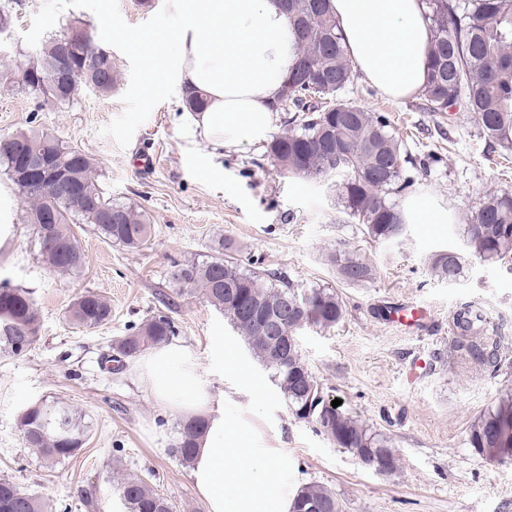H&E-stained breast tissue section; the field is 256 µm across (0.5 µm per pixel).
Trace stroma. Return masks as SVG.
Wrapping results in <instances>:
<instances>
[{
  "label": "stroma",
  "mask_w": 512,
  "mask_h": 512,
  "mask_svg": "<svg viewBox=\"0 0 512 512\" xmlns=\"http://www.w3.org/2000/svg\"><path fill=\"white\" fill-rule=\"evenodd\" d=\"M9 16L0 32V64L25 62L59 23L94 25L111 53L118 81L111 93L85 87L66 104L0 90V137L31 128L56 135L90 155L112 199L147 212L148 247L109 242L88 224L74 232L87 257L81 277L58 276L42 263L24 204L0 174V281L30 289L38 339L18 356L0 354V478L50 500L53 512H126L120 475L146 479L176 512H206L190 465L173 452L182 419L153 398L137 360L111 372L103 363L113 341L149 316L166 313L174 343L197 365L201 385L224 399V415L255 448L280 452L284 491L310 483L331 488L343 512H512V460L487 463L468 444L469 426L512 387V377L461 357L449 322L463 304L482 306L489 333L512 337V259L467 255L468 217L485 192L512 190V151L488 142L464 107L426 111L421 97L396 101L353 77L349 97L386 113L419 166L410 195L428 200L448 224H411L396 243L363 234L345 212L335 177L303 178L273 163L266 143L212 151L185 121L172 63L150 78L148 40L180 28L184 16L168 0H0ZM233 242L244 265L276 272L304 287L335 289L342 321L327 331H302V356L329 398L393 437L399 470L382 476L312 424L297 420L245 339L201 292L179 293L168 271L175 260H203L219 240ZM465 253L458 280L433 278L431 256ZM357 253L376 268L373 281H339L331 255ZM104 295L112 317L94 329L69 324L81 292ZM410 305L430 313L424 330L405 331L385 318ZM414 383H406L408 370ZM265 392L256 401L252 385ZM69 402L87 426L73 459L52 465L27 448L19 417L34 403Z\"/></svg>",
  "instance_id": "35a3bbf8"
}]
</instances>
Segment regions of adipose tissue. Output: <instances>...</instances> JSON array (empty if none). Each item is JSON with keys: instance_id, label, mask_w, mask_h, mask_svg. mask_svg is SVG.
I'll return each mask as SVG.
<instances>
[{"instance_id": "ef3b65f1", "label": "adipose tissue", "mask_w": 512, "mask_h": 512, "mask_svg": "<svg viewBox=\"0 0 512 512\" xmlns=\"http://www.w3.org/2000/svg\"><path fill=\"white\" fill-rule=\"evenodd\" d=\"M188 21L175 39L182 92L207 108L191 122L206 143L251 144L270 131L268 104L295 60L296 33L280 0H176ZM359 73L380 95L405 99L425 87L434 33L423 0H330ZM155 401L175 414H210L191 475L207 512H291L283 468L270 452L246 448L236 425L214 415V400L180 345L154 348L139 365Z\"/></svg>"}]
</instances>
